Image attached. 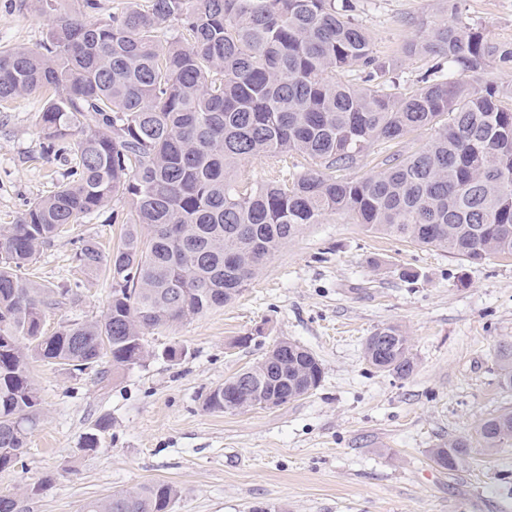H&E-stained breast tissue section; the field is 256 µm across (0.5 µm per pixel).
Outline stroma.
<instances>
[{
  "label": "stroma",
  "instance_id": "obj_1",
  "mask_svg": "<svg viewBox=\"0 0 512 512\" xmlns=\"http://www.w3.org/2000/svg\"><path fill=\"white\" fill-rule=\"evenodd\" d=\"M376 60L398 62L395 90L410 91L442 60L406 46L452 17L450 0H353ZM464 18L492 41L512 45V0H460ZM47 20L32 0H0V44H41ZM40 92L0 103V225L61 182L60 162L42 156ZM434 135L423 127L397 143L378 142L349 176L379 172ZM299 155L242 162L252 184L308 168ZM125 201H111L68 229L34 265L40 282L79 280V307L50 313L47 331L100 316L106 273L69 261L73 240L117 243ZM401 326L417 363L406 379L373 369L365 340ZM143 366L106 382L34 364L44 414L17 463L0 471V493L46 482L23 512H83L113 491L151 482L176 486L172 512H512V446L476 454L448 474L429 458L451 436H470L488 413L512 406L498 384L494 349L512 341V258L470 265L444 251L362 231L330 214L265 263L223 307L150 331ZM307 347L324 374L317 389L276 408L206 410V394L256 363L278 340ZM186 349L179 362L164 351ZM109 420L98 447L82 442Z\"/></svg>",
  "mask_w": 512,
  "mask_h": 512
}]
</instances>
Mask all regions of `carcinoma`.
Instances as JSON below:
<instances>
[{"instance_id": "obj_1", "label": "carcinoma", "mask_w": 512, "mask_h": 512, "mask_svg": "<svg viewBox=\"0 0 512 512\" xmlns=\"http://www.w3.org/2000/svg\"><path fill=\"white\" fill-rule=\"evenodd\" d=\"M39 49L0 46V103L50 91L39 113L43 150L65 180L0 226V470L43 413L30 365L93 371L98 380L142 365L146 333L190 320L238 295L266 261L329 213L365 231L480 263L512 257V109L509 91L457 75L512 62V47L454 18L407 52L446 60L410 92L386 82L355 86L336 73L356 63L383 78L351 0H147L109 19L56 12ZM432 140L378 174L334 175L376 142L422 127ZM295 153L312 167L277 182L239 188V163ZM127 202L123 237L109 250L94 238L72 256L110 280L98 318L44 331L47 314L81 302L71 282L25 276L44 248L112 199ZM374 369L405 379L416 362L397 325L364 343ZM502 390L512 392V342L495 350ZM323 369L302 345L272 347L204 398L205 409L237 411L274 395L288 402L318 387ZM476 438L429 450L435 465H471L472 441L512 445V408L481 419ZM179 490L147 483L87 502L84 512H171Z\"/></svg>"}]
</instances>
